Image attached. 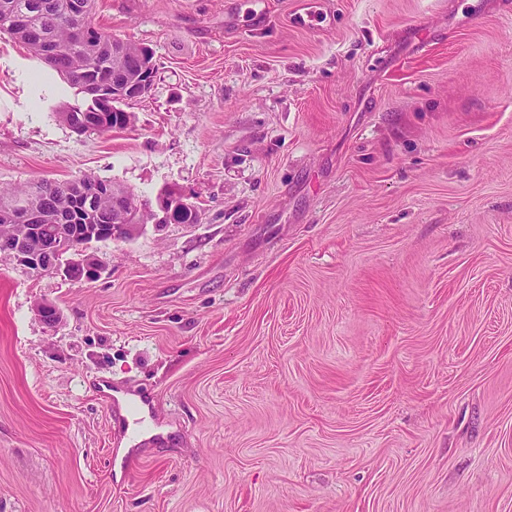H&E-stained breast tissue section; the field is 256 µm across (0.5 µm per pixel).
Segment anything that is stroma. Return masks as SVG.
<instances>
[{
	"label": "stroma",
	"mask_w": 512,
	"mask_h": 512,
	"mask_svg": "<svg viewBox=\"0 0 512 512\" xmlns=\"http://www.w3.org/2000/svg\"><path fill=\"white\" fill-rule=\"evenodd\" d=\"M321 2L97 0L155 65L107 133L0 34V186L199 216L0 255V512H512V0ZM104 381L169 429L131 470Z\"/></svg>",
	"instance_id": "obj_1"
}]
</instances>
